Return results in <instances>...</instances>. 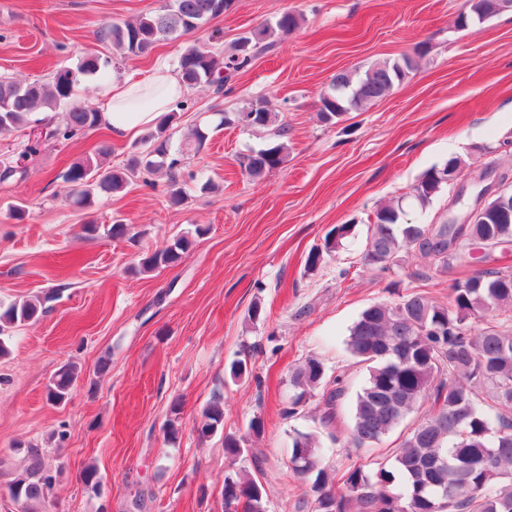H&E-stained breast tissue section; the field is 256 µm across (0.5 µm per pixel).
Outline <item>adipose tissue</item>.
I'll return each mask as SVG.
<instances>
[{
    "instance_id": "ef3b65f1",
    "label": "adipose tissue",
    "mask_w": 512,
    "mask_h": 512,
    "mask_svg": "<svg viewBox=\"0 0 512 512\" xmlns=\"http://www.w3.org/2000/svg\"><path fill=\"white\" fill-rule=\"evenodd\" d=\"M183 86L168 66L159 64L145 79L116 80L103 88V122L113 138L126 139L155 126L171 105L182 97Z\"/></svg>"
}]
</instances>
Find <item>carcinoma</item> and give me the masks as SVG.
<instances>
[{
    "label": "carcinoma",
    "mask_w": 512,
    "mask_h": 512,
    "mask_svg": "<svg viewBox=\"0 0 512 512\" xmlns=\"http://www.w3.org/2000/svg\"><path fill=\"white\" fill-rule=\"evenodd\" d=\"M162 5L123 24H107L97 39L108 42L122 57H142L168 39L195 34L211 19L230 7L232 0H161ZM469 11L456 24H472L500 13L493 0H468ZM299 26V17L284 11L272 23L256 28L260 37L246 36L226 55L212 44L221 38L211 32L207 41L194 39L177 59L176 73L187 88L207 84L215 93L247 68L268 40L285 36ZM426 49L419 45L414 55L372 64L362 73L344 72L332 78L330 89L320 96L322 119L334 124L345 113L360 110L387 96L415 69L416 59ZM112 61L94 52L85 54L76 67H58L45 79L17 81L0 77V134L9 135L30 124L47 109H62V119L52 137L64 144L101 124L94 104L75 101L81 83L110 68ZM278 115L265 102L256 101L239 112L224 113L219 125L244 130L277 126V135L288 134L277 123ZM209 126L195 128L191 137L170 151L169 139L150 134V159H131L123 167L103 164L100 157L111 146L102 141L97 158L72 164L63 179L69 198L82 207L98 193L114 194L126 189L142 170L163 171L169 179L173 203L184 200L183 160L198 152L208 139ZM287 157L283 143L253 151L242 157L241 167L253 178L282 166ZM465 161L452 157L441 166L426 170L411 191L381 205L368 216L369 243L365 265L383 273L400 267L399 252L414 249L439 272L456 273L458 261L471 242L485 247V254L512 245V209L502 214L495 200L485 212L467 224L443 222L403 224L405 207H429L448 186V171L460 174ZM354 225L338 224L325 235L323 244L308 255L307 269L314 270L335 255L353 233ZM192 241L180 235L164 242L141 262L143 270L178 264ZM43 303L25 300L0 308V357L9 354L2 336L9 329L37 320ZM512 319V266L476 270L455 278L448 302L425 293L398 295L396 301L373 303L364 308L349 329L346 347L366 376L351 403L350 439L368 452L382 443L412 412L422 408L418 423L383 461L367 464L353 461L344 471L323 465L321 442L315 431H295L289 466L300 478L312 479L310 491L314 512H512V328L499 324V317ZM80 377L74 363H66L52 375L47 400L66 403ZM288 414H300L311 393L323 388L324 412L320 429L332 442L341 422L339 406L349 381L343 372L327 375L324 364L309 358L292 374ZM224 422V407L216 397L202 411L201 437L215 434ZM26 464L6 483V493L18 512H43L62 467L46 462L42 449L26 448ZM224 512H267L264 489L244 470L224 476Z\"/></svg>",
    "instance_id": "carcinoma-1"
}]
</instances>
